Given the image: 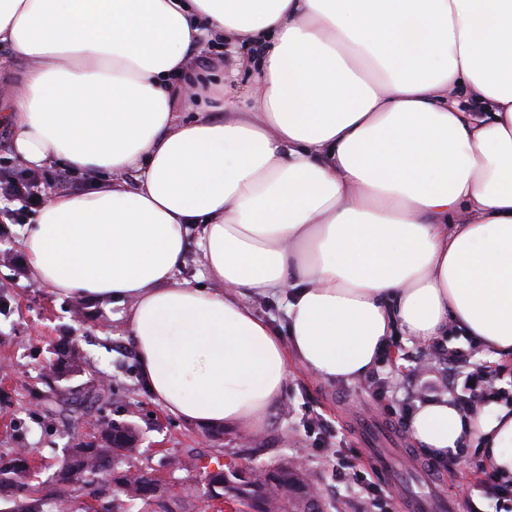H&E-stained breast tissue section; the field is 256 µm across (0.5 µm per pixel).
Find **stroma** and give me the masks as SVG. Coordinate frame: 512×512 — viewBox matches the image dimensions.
I'll return each instance as SVG.
<instances>
[{
    "mask_svg": "<svg viewBox=\"0 0 512 512\" xmlns=\"http://www.w3.org/2000/svg\"><path fill=\"white\" fill-rule=\"evenodd\" d=\"M29 219L26 213L14 221L0 219V254L10 256L8 262L0 261V363L11 368L8 378H0V451L28 449L35 462L29 500L47 494L67 448L89 436L83 421L66 412L49 414L34 398L54 346L72 337L83 352L84 371L71 378V386L83 387L97 376L111 381V393L91 414L135 425L140 442L132 461L154 468L177 502L175 512H204L198 497L202 471L174 473L164 465L169 457L187 454L201 456L206 463L248 460L267 469L286 459L304 458L323 512H402L403 501L438 492L456 512H496V500L477 483L467 461L439 468L431 477L409 462L413 455L423 464L431 457L421 452L392 409L401 404L429 345L397 342L378 364L388 381L385 400L368 396L360 380L327 382L293 361L279 407L252 442H244L243 431L237 429L198 428L167 413L146 392L124 326V306L33 284L21 249V231ZM315 416L343 434L345 454L358 475L369 469L366 447L377 448L387 458L393 479L379 494L367 500L353 480L337 481L336 449L324 445L319 424L311 422Z\"/></svg>",
    "mask_w": 512,
    "mask_h": 512,
    "instance_id": "1",
    "label": "stroma"
}]
</instances>
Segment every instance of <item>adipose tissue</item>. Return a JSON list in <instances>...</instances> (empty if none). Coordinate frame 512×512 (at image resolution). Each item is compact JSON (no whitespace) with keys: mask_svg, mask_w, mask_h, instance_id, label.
<instances>
[{"mask_svg":"<svg viewBox=\"0 0 512 512\" xmlns=\"http://www.w3.org/2000/svg\"><path fill=\"white\" fill-rule=\"evenodd\" d=\"M228 43L245 83L187 78ZM4 46L26 65L0 100L14 154L101 177L48 191L30 275L126 305L168 413L254 431L289 360L351 381L397 336L512 357V0H0ZM191 245L208 287L180 276ZM409 430L512 478V407L443 397ZM255 311L268 319L275 327L282 328L284 323V302L272 301L265 297H252L250 300Z\"/></svg>","mask_w":512,"mask_h":512,"instance_id":"adipose-tissue-1","label":"adipose tissue"}]
</instances>
